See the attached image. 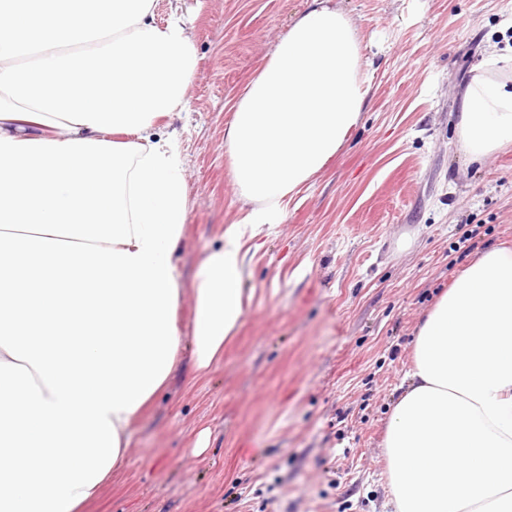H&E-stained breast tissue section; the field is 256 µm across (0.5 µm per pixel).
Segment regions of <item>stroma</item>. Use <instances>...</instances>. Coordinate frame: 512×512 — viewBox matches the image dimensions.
I'll list each match as a JSON object with an SVG mask.
<instances>
[{"instance_id":"35a3bbf8","label":"stroma","mask_w":512,"mask_h":512,"mask_svg":"<svg viewBox=\"0 0 512 512\" xmlns=\"http://www.w3.org/2000/svg\"><path fill=\"white\" fill-rule=\"evenodd\" d=\"M332 3L372 65L362 121L256 238L254 297L223 361L192 380L183 346L82 512H393L384 437L417 330L480 253L512 247V150L467 164L455 130L472 68L512 45V0ZM310 6L155 0L154 22L182 16L199 60L186 109L157 130L175 133L186 180L183 281L240 217L232 108Z\"/></svg>"}]
</instances>
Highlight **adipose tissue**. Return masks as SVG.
<instances>
[{
  "label": "adipose tissue",
  "mask_w": 512,
  "mask_h": 512,
  "mask_svg": "<svg viewBox=\"0 0 512 512\" xmlns=\"http://www.w3.org/2000/svg\"><path fill=\"white\" fill-rule=\"evenodd\" d=\"M153 0H0V512H79L164 387L191 286L211 373L245 313L249 243L359 126L372 87L351 18L313 0L241 92L224 145L241 203L183 283L186 183L159 122L197 54ZM469 163L512 144V47L475 67L456 125ZM387 425L394 512H512V248L482 253L414 341Z\"/></svg>",
  "instance_id": "1"
}]
</instances>
